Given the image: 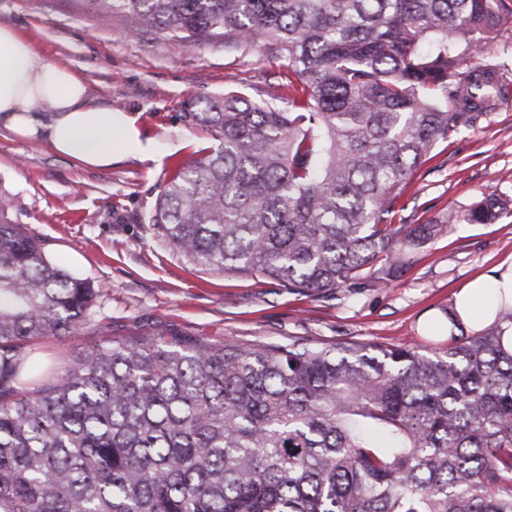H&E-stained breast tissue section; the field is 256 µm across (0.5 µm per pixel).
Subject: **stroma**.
<instances>
[{
	"mask_svg": "<svg viewBox=\"0 0 512 512\" xmlns=\"http://www.w3.org/2000/svg\"><path fill=\"white\" fill-rule=\"evenodd\" d=\"M0 26L16 30L47 63L75 71L90 102L134 116L153 145L150 157L90 168L46 140L0 126V193L12 200L11 220L40 240L54 264L67 269L78 258L77 277L102 290L85 328L35 341L46 361H72L91 344L169 328L245 344L443 347L446 313L461 287L512 258V216H505L448 225L408 249L405 265L385 269L382 282L359 281L320 298L263 276L195 265L147 224L175 163L209 144L183 115L228 89L274 91L277 63L255 46L243 53L210 44L177 48L134 33L125 15L99 19L79 0H0ZM488 63L508 71L504 96L434 148L397 202V223L434 224L485 194L512 200V23L467 61Z\"/></svg>",
	"mask_w": 512,
	"mask_h": 512,
	"instance_id": "1",
	"label": "stroma"
}]
</instances>
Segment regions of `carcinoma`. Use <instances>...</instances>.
I'll list each match as a JSON object with an SVG mask.
<instances>
[{
  "instance_id": "1",
  "label": "carcinoma",
  "mask_w": 512,
  "mask_h": 512,
  "mask_svg": "<svg viewBox=\"0 0 512 512\" xmlns=\"http://www.w3.org/2000/svg\"><path fill=\"white\" fill-rule=\"evenodd\" d=\"M179 47L262 42L279 92L202 101L211 145L148 224L185 258L312 297L377 282L443 230L393 224L410 175L499 98L464 68L499 0H80ZM0 195V512H512V308L439 350L243 344L178 329L45 368L101 289ZM495 194L446 223L491 224Z\"/></svg>"
}]
</instances>
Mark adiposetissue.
<instances>
[{
    "mask_svg": "<svg viewBox=\"0 0 512 512\" xmlns=\"http://www.w3.org/2000/svg\"><path fill=\"white\" fill-rule=\"evenodd\" d=\"M0 122L23 135H42L60 154L91 167L128 154L149 155L133 116L92 104L74 72L41 60L30 43L0 26ZM512 303V261L465 284L455 312L471 331L489 325L501 302Z\"/></svg>",
    "mask_w": 512,
    "mask_h": 512,
    "instance_id": "ef3b65f1",
    "label": "adipose tissue"
}]
</instances>
